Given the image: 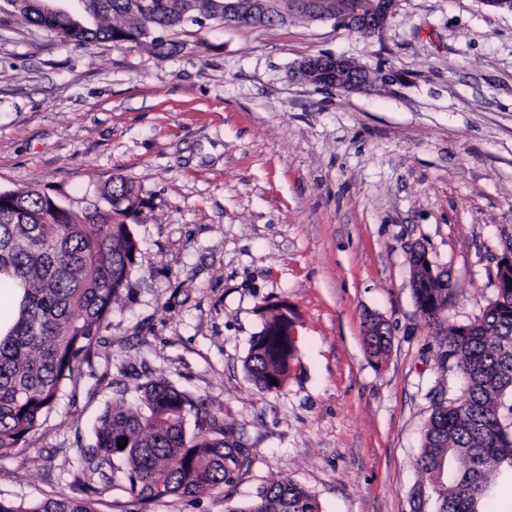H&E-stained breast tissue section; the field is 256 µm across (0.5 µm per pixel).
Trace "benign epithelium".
I'll return each instance as SVG.
<instances>
[{"label":"benign epithelium","instance_id":"obj_1","mask_svg":"<svg viewBox=\"0 0 512 512\" xmlns=\"http://www.w3.org/2000/svg\"><path fill=\"white\" fill-rule=\"evenodd\" d=\"M396 5L397 0H357L353 6L347 0H288V8L306 11L313 21H331L365 37L382 34ZM294 75L300 81L344 92L363 91L374 82L368 68L332 55L303 59L295 65Z\"/></svg>","mask_w":512,"mask_h":512}]
</instances>
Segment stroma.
I'll return each instance as SVG.
<instances>
[{
    "instance_id": "obj_1",
    "label": "stroma",
    "mask_w": 512,
    "mask_h": 512,
    "mask_svg": "<svg viewBox=\"0 0 512 512\" xmlns=\"http://www.w3.org/2000/svg\"><path fill=\"white\" fill-rule=\"evenodd\" d=\"M177 39L163 60L135 44L77 48L0 12V190L78 208L121 177L142 201L130 285L49 419L0 457V499L26 506L83 482L96 512H232L289 479L321 512H435L417 462L436 396L456 398L462 378L416 307L410 251L447 269L448 324L495 299L512 249V13L398 0L373 38L295 16ZM317 55L382 78L352 93L295 80ZM281 302L299 360L260 393L244 362ZM369 314L391 331L378 359ZM151 379L249 448L234 484L145 503L85 469L107 404Z\"/></svg>"
}]
</instances>
